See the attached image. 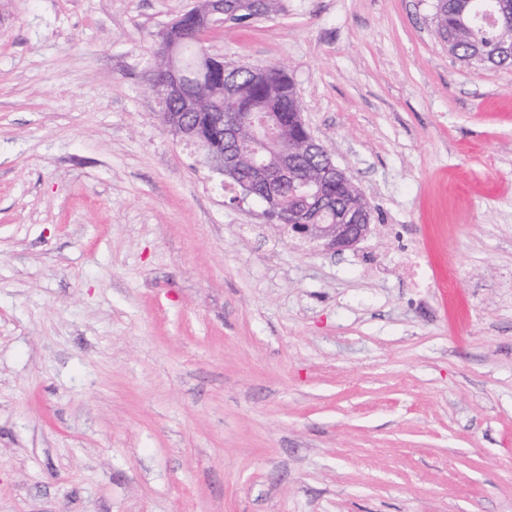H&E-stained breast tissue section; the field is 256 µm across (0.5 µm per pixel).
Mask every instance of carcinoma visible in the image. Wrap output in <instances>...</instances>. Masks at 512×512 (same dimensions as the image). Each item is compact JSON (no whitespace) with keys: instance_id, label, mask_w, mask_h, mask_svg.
Segmentation results:
<instances>
[{"instance_id":"carcinoma-1","label":"carcinoma","mask_w":512,"mask_h":512,"mask_svg":"<svg viewBox=\"0 0 512 512\" xmlns=\"http://www.w3.org/2000/svg\"><path fill=\"white\" fill-rule=\"evenodd\" d=\"M475 9L474 0H434L433 23L435 33L448 44L452 55L465 65H493L512 67V56L502 53V46L512 45V20L505 26L494 30L478 24H463V18L471 15ZM205 22V17H182L178 27L182 41L181 57L184 62H194L202 54V48L192 42L194 27ZM251 24L247 17L236 11L234 0H224V29L234 30ZM193 94L204 104L205 111L200 113L201 125L207 126L210 112H273L281 123L280 142L271 148H263L253 140L249 124L244 123L237 129L231 141L224 142V149L234 159L235 180H247L252 175V152L257 150L265 154H274L285 163L294 165L298 179L283 188L278 194L270 196L265 192L257 198L267 201L276 212L288 213L294 223L307 220L312 211L313 201L306 197L307 189L301 181H313L320 176L323 156L310 149L304 142L301 132L294 121L300 111L299 97L294 83L284 68L277 65H256L253 70L232 72L224 84L203 83L192 88ZM324 193L336 196V208L327 213L325 221L336 220V215L346 212H364L369 220H374L373 211L361 192L338 181L336 186L326 185Z\"/></svg>"}]
</instances>
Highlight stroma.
Returning <instances> with one entry per match:
<instances>
[{"instance_id":"35a3bbf8","label":"stroma","mask_w":512,"mask_h":512,"mask_svg":"<svg viewBox=\"0 0 512 512\" xmlns=\"http://www.w3.org/2000/svg\"><path fill=\"white\" fill-rule=\"evenodd\" d=\"M432 3L208 37L286 67L371 206L327 253L163 126L194 0H0V512H512V67ZM474 1L491 0H434L435 33L462 64L512 67V56L501 51L503 45H512V0L503 1L510 13L509 23L494 30L478 24H463V18L475 9ZM398 271L409 279L417 288L424 287L422 274V259L419 253L414 251L404 252L397 265Z\"/></svg>"}]
</instances>
